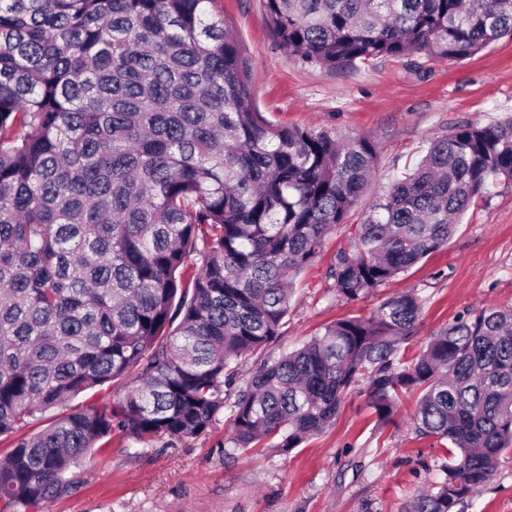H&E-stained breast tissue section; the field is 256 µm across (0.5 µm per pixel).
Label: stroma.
Wrapping results in <instances>:
<instances>
[{"label":"stroma","mask_w":512,"mask_h":512,"mask_svg":"<svg viewBox=\"0 0 512 512\" xmlns=\"http://www.w3.org/2000/svg\"><path fill=\"white\" fill-rule=\"evenodd\" d=\"M213 11L250 63L255 105L267 120L376 144L378 163L350 225L432 138L466 122L512 117L511 38L461 62L389 57L327 71L286 60L263 0H215ZM348 236L347 227L338 229L295 278L287 322L270 353L291 351L325 326L369 313L409 289L424 299L409 357L459 316L512 307V184L495 185L471 205L446 246L357 302L338 299L329 276ZM366 399L365 385H358L330 427L286 455L225 449L230 423L224 418L204 435L163 437L145 448L113 436L77 469L72 493L42 512H408L419 491L440 481L450 454L416 436L413 401L384 425ZM463 512H512L511 451Z\"/></svg>","instance_id":"35a3bbf8"}]
</instances>
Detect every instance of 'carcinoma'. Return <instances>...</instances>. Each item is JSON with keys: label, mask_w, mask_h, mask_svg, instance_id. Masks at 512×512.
I'll use <instances>...</instances> for the list:
<instances>
[{"label": "carcinoma", "mask_w": 512, "mask_h": 512, "mask_svg": "<svg viewBox=\"0 0 512 512\" xmlns=\"http://www.w3.org/2000/svg\"><path fill=\"white\" fill-rule=\"evenodd\" d=\"M213 0H0V436L128 378L14 442L0 512L68 496L117 433L288 454L358 383L388 423L407 398L422 437L455 449L409 512H451L512 449V309L437 330L415 357L410 290L339 320L235 390L237 361L282 334L292 279L348 223L378 157L368 137L275 124ZM289 61H462L512 37V0H264ZM512 117L431 142L351 231L329 276L358 301L448 243L498 182ZM197 267L181 280L187 264Z\"/></svg>", "instance_id": "cac0c4a2"}]
</instances>
